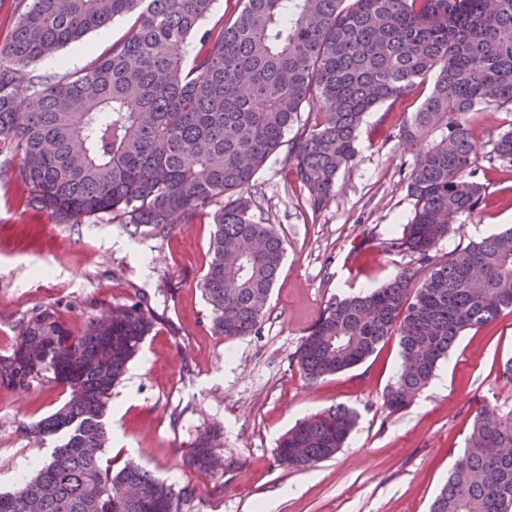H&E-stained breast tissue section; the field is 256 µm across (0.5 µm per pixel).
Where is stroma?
<instances>
[{
  "instance_id": "stroma-1",
  "label": "stroma",
  "mask_w": 512,
  "mask_h": 512,
  "mask_svg": "<svg viewBox=\"0 0 512 512\" xmlns=\"http://www.w3.org/2000/svg\"><path fill=\"white\" fill-rule=\"evenodd\" d=\"M132 17L62 48L57 65L38 63L43 78L82 71L121 39ZM431 89L423 83L396 105L369 112L357 155L342 169L335 198L311 208L284 173L283 154L259 170L255 214L274 224L285 256L267 312L251 335L214 333L202 280L211 260L210 216L165 234L122 224H60L28 206L22 188L0 179V355L7 354L22 318L48 309L72 331L97 310L143 292L156 311L152 333L112 390L107 458L132 459L175 491L192 490L181 512H429L471 431L480 407L512 405V382L500 366L512 358V313L464 332L415 401L391 411L384 394L400 365L389 338L360 365L309 384L292 356L331 297L379 287L417 269L408 252L387 250L413 214L405 179L414 156L396 132ZM512 113L473 115L477 164L486 186L473 214L461 217L436 255L512 226V167L492 154ZM50 381L19 391L0 386V492L17 489L51 446L20 437L19 423L49 415L65 400ZM342 404L357 422L335 457L297 470L280 466L276 444L307 416ZM218 423L223 474L184 465L199 429Z\"/></svg>"
}]
</instances>
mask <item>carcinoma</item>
Here are the masks:
<instances>
[{
    "instance_id": "1",
    "label": "carcinoma",
    "mask_w": 512,
    "mask_h": 512,
    "mask_svg": "<svg viewBox=\"0 0 512 512\" xmlns=\"http://www.w3.org/2000/svg\"><path fill=\"white\" fill-rule=\"evenodd\" d=\"M213 2L30 0L0 47V176L66 224L104 218L165 233L213 209L202 287L215 334L240 338L263 319L285 252L253 213L258 171L288 143L292 181L324 207L356 156L364 114L435 74L399 128L401 144L417 151L407 176L414 213L389 243L417 256L423 276L405 270L369 293L329 300L293 356L316 383L395 336L402 362L386 403L401 410L462 332L512 312V228L433 254L484 198L471 116L512 112V0H240L237 14L203 30ZM131 14L128 35L81 73H35L43 58ZM306 104L316 112L304 121ZM492 152L512 166V123ZM154 324L142 292L77 333L48 309L23 319L0 355V385L28 389L49 376L69 394L50 415L19 424L30 442L59 443L18 489L0 492V512H180L191 494L132 461L104 459L112 388ZM356 419L336 405L304 420L281 439L279 464L304 470L332 458ZM223 435L218 423L201 430L188 466L224 469L214 451ZM430 512H512V406L477 413Z\"/></svg>"
}]
</instances>
